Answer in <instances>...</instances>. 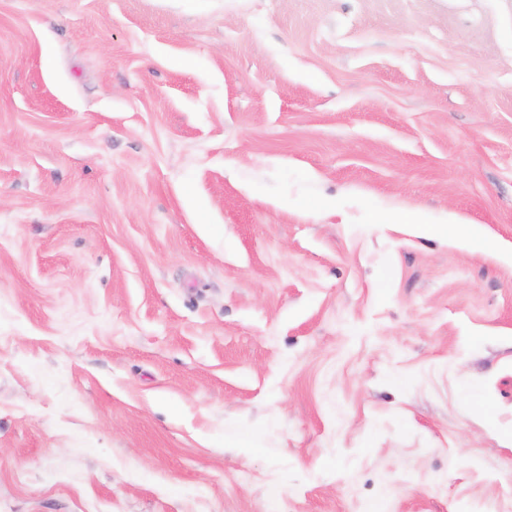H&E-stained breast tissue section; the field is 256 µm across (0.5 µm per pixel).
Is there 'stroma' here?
Instances as JSON below:
<instances>
[{"label":"stroma","mask_w":512,"mask_h":512,"mask_svg":"<svg viewBox=\"0 0 512 512\" xmlns=\"http://www.w3.org/2000/svg\"><path fill=\"white\" fill-rule=\"evenodd\" d=\"M510 432L512 0H0V512H512ZM424 230L436 237H450L478 248L483 253H495L496 245L493 241L475 234L470 225L459 224L452 216L446 214L439 224H423Z\"/></svg>","instance_id":"35a3bbf8"}]
</instances>
